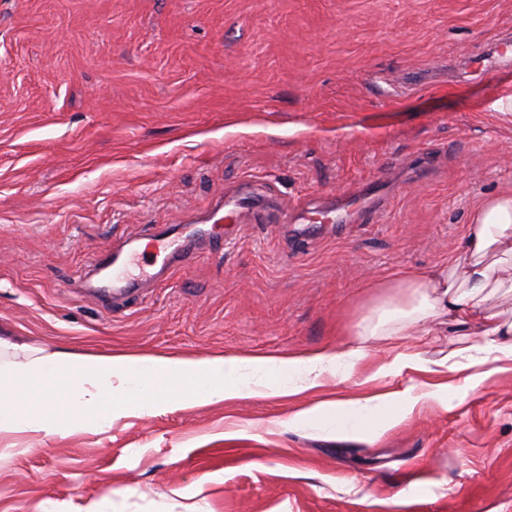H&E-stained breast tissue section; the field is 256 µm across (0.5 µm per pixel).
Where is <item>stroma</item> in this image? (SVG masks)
I'll use <instances>...</instances> for the list:
<instances>
[{
  "mask_svg": "<svg viewBox=\"0 0 512 512\" xmlns=\"http://www.w3.org/2000/svg\"><path fill=\"white\" fill-rule=\"evenodd\" d=\"M508 44L507 60L492 56ZM512 0H0V340L49 352L280 357L353 341L389 282L446 264L512 189ZM369 220L320 222L365 188ZM258 197L256 224L208 215ZM181 226L187 257L114 298L93 253ZM369 339L295 395L0 432V512H512V362L377 439L294 412L438 386L455 326ZM421 368L373 379L400 351Z\"/></svg>",
  "mask_w": 512,
  "mask_h": 512,
  "instance_id": "1",
  "label": "stroma"
}]
</instances>
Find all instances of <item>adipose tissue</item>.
Listing matches in <instances>:
<instances>
[{"instance_id":"adipose-tissue-1","label":"adipose tissue","mask_w":512,"mask_h":512,"mask_svg":"<svg viewBox=\"0 0 512 512\" xmlns=\"http://www.w3.org/2000/svg\"><path fill=\"white\" fill-rule=\"evenodd\" d=\"M403 296L387 298L356 333L361 341L336 350L291 354L276 359L221 356H131L51 353L23 348L22 358L0 361V430L64 433L94 423L111 427L117 415L148 413L183 404V384L209 401L243 399L265 390L298 393L319 386L324 375L348 377L370 356L367 336H401L445 316L458 326L441 358L452 375L447 386L324 402L299 410L289 425L320 422L344 433L377 436L412 412L420 400L454 406L459 394L482 380L477 370L512 361V309L489 305L512 293V190L486 198L470 217L466 244L447 264L403 277Z\"/></svg>"}]
</instances>
